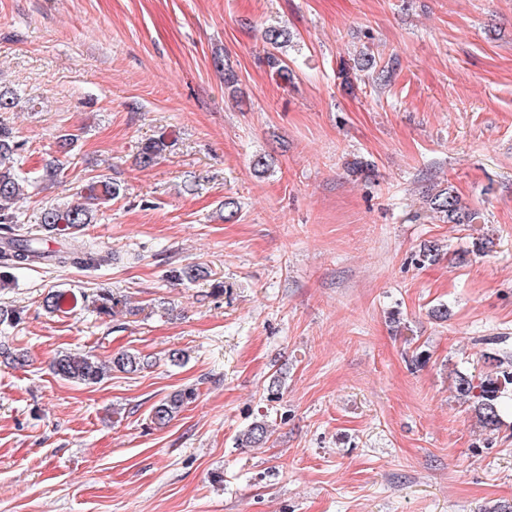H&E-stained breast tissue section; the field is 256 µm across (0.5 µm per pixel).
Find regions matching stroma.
<instances>
[{
    "instance_id": "1",
    "label": "stroma",
    "mask_w": 512,
    "mask_h": 512,
    "mask_svg": "<svg viewBox=\"0 0 512 512\" xmlns=\"http://www.w3.org/2000/svg\"><path fill=\"white\" fill-rule=\"evenodd\" d=\"M277 24L288 84L262 62ZM363 52L391 81L345 91L340 65ZM0 87L36 181L21 231L91 179L122 186L84 231L111 263L38 264L0 290L28 356L0 362V512H512V401L489 431L454 388L487 371L491 341L512 352V0H0ZM64 134L62 178L40 181ZM437 185L476 222L431 212ZM485 234L488 255L418 263L424 244ZM188 264L207 278L169 279ZM53 288L138 312L50 315ZM122 350L152 367L92 386L50 370L61 351ZM188 386L196 400L155 428L154 405ZM257 418L269 440L236 447ZM91 303L99 313L110 317L118 310L123 311V309H125V312L128 314H132L134 312V308L127 307L125 298H122L120 295L113 294L110 290L104 289L93 295Z\"/></svg>"
}]
</instances>
